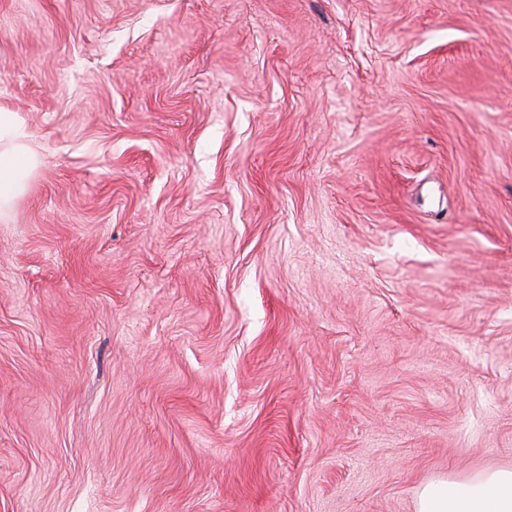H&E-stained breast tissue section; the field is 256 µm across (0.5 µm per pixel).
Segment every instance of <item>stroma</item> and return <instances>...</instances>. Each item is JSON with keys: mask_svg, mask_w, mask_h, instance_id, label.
Here are the masks:
<instances>
[{"mask_svg": "<svg viewBox=\"0 0 512 512\" xmlns=\"http://www.w3.org/2000/svg\"><path fill=\"white\" fill-rule=\"evenodd\" d=\"M0 106V512L512 468V0H0ZM35 164L29 145L17 133L14 112L0 108V215L21 192Z\"/></svg>", "mask_w": 512, "mask_h": 512, "instance_id": "obj_1", "label": "stroma"}]
</instances>
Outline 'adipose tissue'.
I'll list each match as a JSON object with an SVG mask.
<instances>
[{
	"label": "adipose tissue",
	"instance_id": "adipose-tissue-1",
	"mask_svg": "<svg viewBox=\"0 0 512 512\" xmlns=\"http://www.w3.org/2000/svg\"><path fill=\"white\" fill-rule=\"evenodd\" d=\"M35 164L14 113L0 109V212L13 203ZM418 512H512V469L431 481L418 495Z\"/></svg>",
	"mask_w": 512,
	"mask_h": 512
}]
</instances>
